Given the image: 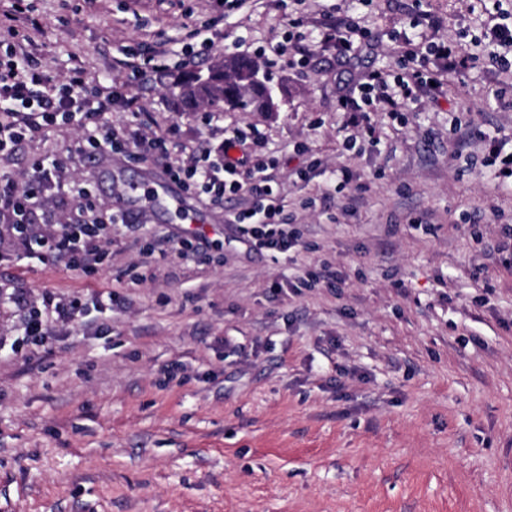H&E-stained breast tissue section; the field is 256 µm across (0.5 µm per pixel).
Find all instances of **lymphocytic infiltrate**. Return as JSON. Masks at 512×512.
I'll return each instance as SVG.
<instances>
[{
  "instance_id": "f902f5d3",
  "label": "lymphocytic infiltrate",
  "mask_w": 512,
  "mask_h": 512,
  "mask_svg": "<svg viewBox=\"0 0 512 512\" xmlns=\"http://www.w3.org/2000/svg\"><path fill=\"white\" fill-rule=\"evenodd\" d=\"M291 34L269 44L265 59L274 65L286 57L307 64L309 46L321 43L333 46L338 60L350 59L369 38V32L355 18H347L337 26H325L312 33L304 28V17L290 19ZM211 37L200 44H185L173 49L162 44L146 50L121 47V78L103 80L88 77L82 67H74L64 76L43 69L37 51H23L15 43H7L0 54V160H7L15 148L43 128L78 124L83 136L75 150L86 157L104 152L137 158H150L164 166L172 178L191 194L220 204L225 197L239 199L241 207L232 214L231 223L240 227L244 242L255 250L285 254L301 243L300 233L293 227L279 198L273 171L277 161L271 157L245 154L230 158L231 150L247 142L258 141L257 128H239L225 138L220 151L203 146L184 147L181 160L170 161V147L177 134L169 128L163 134H149L138 122L140 112L132 88L148 74L182 69L205 58L214 45ZM512 48V24L493 26L484 38L481 55H466L449 41L428 40L424 51L408 49L399 57L398 70L375 69L355 84L341 91L336 109L349 113L353 125L371 132L369 113L383 110L397 115L409 104L440 81L443 73L463 71L482 63L500 71L512 70V59L504 47ZM127 113L125 127L117 129L109 122V114ZM83 183L72 180L63 162L36 164L24 176L0 170V223L11 225L18 242L24 247L37 244L47 247L56 257L84 274H95L102 266L107 251L106 235L101 224H72L60 218L57 226L41 227L34 217L37 209L64 197H86ZM80 298L62 302L47 291L40 307L31 310L24 323L26 339L41 343L55 335V325L80 316Z\"/></svg>"
}]
</instances>
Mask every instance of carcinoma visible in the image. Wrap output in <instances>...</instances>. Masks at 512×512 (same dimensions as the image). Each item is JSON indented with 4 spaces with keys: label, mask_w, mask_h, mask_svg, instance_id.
Returning <instances> with one entry per match:
<instances>
[{
    "label": "carcinoma",
    "mask_w": 512,
    "mask_h": 512,
    "mask_svg": "<svg viewBox=\"0 0 512 512\" xmlns=\"http://www.w3.org/2000/svg\"><path fill=\"white\" fill-rule=\"evenodd\" d=\"M259 72L254 62L241 58L224 60L222 68L203 78L192 74L178 76L167 87L173 100L193 105L208 104L222 108L226 104L242 112L268 110L270 88L264 80H255L252 75Z\"/></svg>",
    "instance_id": "cac0c4a2"
}]
</instances>
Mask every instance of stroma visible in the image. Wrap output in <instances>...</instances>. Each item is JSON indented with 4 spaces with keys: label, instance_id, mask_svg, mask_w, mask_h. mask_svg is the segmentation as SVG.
Returning a JSON list of instances; mask_svg holds the SVG:
<instances>
[{
    "label": "stroma",
    "instance_id": "stroma-1",
    "mask_svg": "<svg viewBox=\"0 0 512 512\" xmlns=\"http://www.w3.org/2000/svg\"><path fill=\"white\" fill-rule=\"evenodd\" d=\"M41 63L54 74L82 61L112 73L119 47L164 34L189 42L216 21L244 51L283 40L289 18L309 28L357 17L374 41L349 64L331 48L307 66H261L284 98L277 112L177 111L163 74L133 89L141 121L178 124L187 144L218 147L257 127L302 247L247 249L227 224L237 200L164 203L112 227L109 258L92 276L27 257L0 232V512H512V261L497 251L512 228V189L482 164L473 125L512 139V72L479 66L445 75L403 120L374 112V143L347 149L340 87L395 65L393 32L417 8L442 35L477 53L491 17L512 0H31ZM462 129L453 130L454 121ZM78 127L24 142L9 167L63 158L102 212L122 210L126 186L163 169L116 158L111 173L74 153ZM320 160L352 183L327 194L323 177L296 181ZM209 223L210 264L146 256L154 235ZM331 267L336 287L301 288ZM82 296L89 325L66 324L45 345H22L43 289ZM125 298L112 307L107 292Z\"/></svg>",
    "mask_w": 512,
    "mask_h": 512
}]
</instances>
